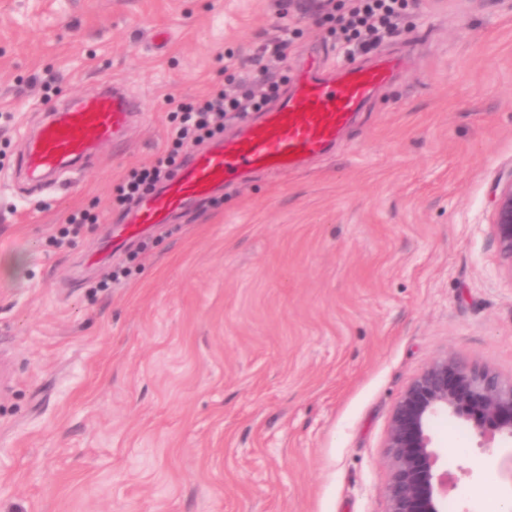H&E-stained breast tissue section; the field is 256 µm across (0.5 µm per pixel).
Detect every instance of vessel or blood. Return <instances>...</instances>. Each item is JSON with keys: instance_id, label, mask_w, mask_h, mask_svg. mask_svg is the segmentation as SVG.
I'll return each instance as SVG.
<instances>
[{"instance_id": "obj_1", "label": "vessel or blood", "mask_w": 512, "mask_h": 512, "mask_svg": "<svg viewBox=\"0 0 512 512\" xmlns=\"http://www.w3.org/2000/svg\"><path fill=\"white\" fill-rule=\"evenodd\" d=\"M397 65V59L390 58L347 68L334 77L319 63L304 66L273 112L248 124L236 139L191 156L160 192L141 205L132 223L124 226V234L165 223L189 201L215 187L232 185L244 174L293 170L327 154ZM139 108L137 99L115 81L61 104L38 126L20 170L48 181L66 171L79 175L93 165L101 146L118 141Z\"/></svg>"}]
</instances>
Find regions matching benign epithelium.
Returning a JSON list of instances; mask_svg holds the SVG:
<instances>
[{"instance_id": "7a95c632", "label": "benign epithelium", "mask_w": 512, "mask_h": 512, "mask_svg": "<svg viewBox=\"0 0 512 512\" xmlns=\"http://www.w3.org/2000/svg\"><path fill=\"white\" fill-rule=\"evenodd\" d=\"M492 233L512 276V178L496 187ZM447 415L472 423L484 451H493L496 438L512 439V381L446 356L411 382L393 410L386 438L392 460L389 512L448 507L452 478L440 469L442 451L432 434L433 423Z\"/></svg>"}]
</instances>
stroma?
<instances>
[{
	"mask_svg": "<svg viewBox=\"0 0 512 512\" xmlns=\"http://www.w3.org/2000/svg\"><path fill=\"white\" fill-rule=\"evenodd\" d=\"M293 32L272 72L397 54L327 155L189 202L112 253L115 188L178 103ZM122 82L140 115L64 190L18 164L46 113ZM512 174V0H414L346 55L308 0H0V512H388L386 437L432 362L512 379L492 235ZM97 223L56 245L69 214ZM128 276L94 293L113 268ZM432 434L459 512L512 498V444Z\"/></svg>",
	"mask_w": 512,
	"mask_h": 512,
	"instance_id": "stroma-1",
	"label": "stroma"
}]
</instances>
